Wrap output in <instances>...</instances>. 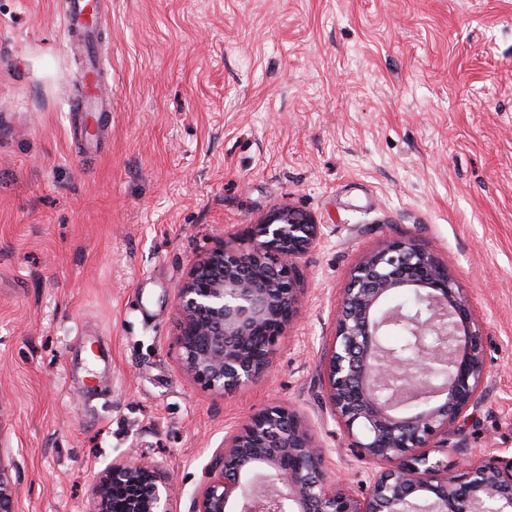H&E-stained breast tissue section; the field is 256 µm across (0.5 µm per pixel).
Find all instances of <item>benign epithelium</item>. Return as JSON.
Masks as SVG:
<instances>
[{
	"instance_id": "1",
	"label": "benign epithelium",
	"mask_w": 512,
	"mask_h": 512,
	"mask_svg": "<svg viewBox=\"0 0 512 512\" xmlns=\"http://www.w3.org/2000/svg\"><path fill=\"white\" fill-rule=\"evenodd\" d=\"M319 237L320 225L283 207L248 246L226 241L193 265L176 309L186 367L198 379L230 392L268 369L299 302L296 260ZM401 288L426 314L382 305ZM399 324L417 337L412 359L381 344ZM439 365L450 367L448 381L434 385ZM486 378L483 327L448 267L412 239L389 240L352 270L324 366L348 447L373 466L365 494L334 481L311 431L273 406L215 450L189 512H512V456L491 453L450 471L430 451L477 405ZM172 493L160 463H114L96 484L95 512H173ZM0 512H14L1 472Z\"/></svg>"
}]
</instances>
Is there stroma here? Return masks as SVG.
Masks as SVG:
<instances>
[{
  "instance_id": "35a3bbf8",
  "label": "stroma",
  "mask_w": 512,
  "mask_h": 512,
  "mask_svg": "<svg viewBox=\"0 0 512 512\" xmlns=\"http://www.w3.org/2000/svg\"><path fill=\"white\" fill-rule=\"evenodd\" d=\"M65 0H0V474L16 512H91L147 455L189 512L225 437L294 410L331 478L370 465L326 398L352 268L413 238L486 334L480 404L448 462L512 451V0H112L109 141L71 131L83 69ZM321 228L267 373L190 372L178 288L280 208Z\"/></svg>"
}]
</instances>
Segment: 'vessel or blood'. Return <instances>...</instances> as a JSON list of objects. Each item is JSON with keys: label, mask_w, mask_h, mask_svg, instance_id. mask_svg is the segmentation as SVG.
I'll return each instance as SVG.
<instances>
[{"label": "vessel or blood", "mask_w": 512, "mask_h": 512, "mask_svg": "<svg viewBox=\"0 0 512 512\" xmlns=\"http://www.w3.org/2000/svg\"><path fill=\"white\" fill-rule=\"evenodd\" d=\"M108 9L106 0H69L65 12L68 45L78 50L86 59L83 92L74 109L78 112L97 113L99 124L103 127L108 124L112 100L102 90V71L98 58V19Z\"/></svg>", "instance_id": "b4317fda"}]
</instances>
